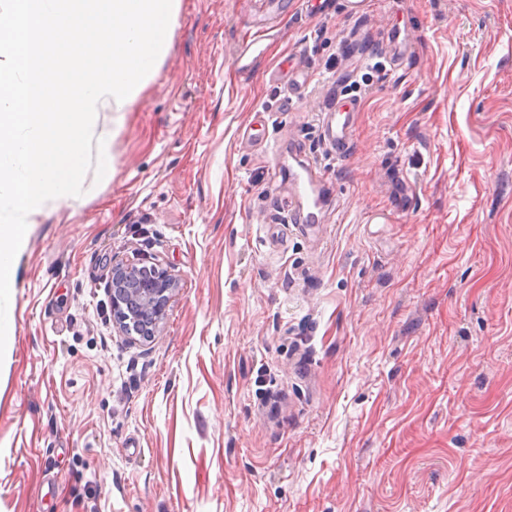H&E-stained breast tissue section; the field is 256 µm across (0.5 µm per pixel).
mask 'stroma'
<instances>
[{"label": "stroma", "mask_w": 512, "mask_h": 512, "mask_svg": "<svg viewBox=\"0 0 512 512\" xmlns=\"http://www.w3.org/2000/svg\"><path fill=\"white\" fill-rule=\"evenodd\" d=\"M374 54L336 158L319 115ZM93 131L111 178L18 259L0 512H512V0H180ZM300 160L318 224L283 221ZM122 261L176 277L150 339Z\"/></svg>", "instance_id": "stroma-1"}]
</instances>
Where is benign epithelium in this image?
<instances>
[{"label":"benign epithelium","mask_w":512,"mask_h":512,"mask_svg":"<svg viewBox=\"0 0 512 512\" xmlns=\"http://www.w3.org/2000/svg\"><path fill=\"white\" fill-rule=\"evenodd\" d=\"M176 279L156 266L131 262L112 268V316L125 336H153L173 297Z\"/></svg>","instance_id":"benign-epithelium-1"}]
</instances>
